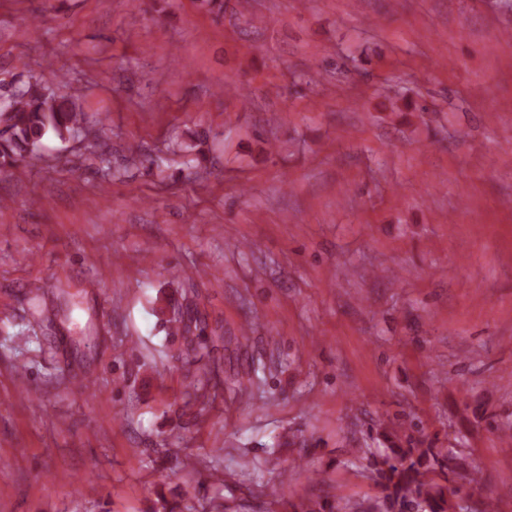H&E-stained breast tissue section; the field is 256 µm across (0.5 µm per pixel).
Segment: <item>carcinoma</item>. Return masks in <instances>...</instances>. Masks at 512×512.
<instances>
[{
	"label": "carcinoma",
	"instance_id": "carcinoma-1",
	"mask_svg": "<svg viewBox=\"0 0 512 512\" xmlns=\"http://www.w3.org/2000/svg\"><path fill=\"white\" fill-rule=\"evenodd\" d=\"M88 121L75 102V94L58 97L41 91L37 82L15 86L0 101V157L24 159L39 150L49 134L65 141L78 131L85 132ZM387 453L361 449V458L371 467L380 495L369 512H455L456 491L453 457L434 448L423 436H415L401 426L385 427L381 433ZM290 512H338L339 503L309 499L289 505Z\"/></svg>",
	"mask_w": 512,
	"mask_h": 512
}]
</instances>
